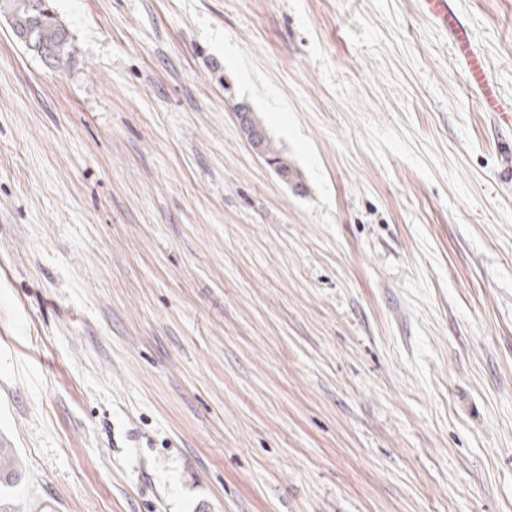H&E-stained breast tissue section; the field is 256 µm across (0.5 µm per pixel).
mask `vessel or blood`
<instances>
[{"mask_svg": "<svg viewBox=\"0 0 512 512\" xmlns=\"http://www.w3.org/2000/svg\"><path fill=\"white\" fill-rule=\"evenodd\" d=\"M426 14L451 35L455 52L463 64L470 88L477 93L479 107L503 116L512 126V102L505 101L491 77L481 52L477 49L469 26L463 24L451 5V0H422Z\"/></svg>", "mask_w": 512, "mask_h": 512, "instance_id": "b4317fda", "label": "vessel or blood"}]
</instances>
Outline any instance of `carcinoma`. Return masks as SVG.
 Wrapping results in <instances>:
<instances>
[{
    "label": "carcinoma",
    "instance_id": "obj_1",
    "mask_svg": "<svg viewBox=\"0 0 512 512\" xmlns=\"http://www.w3.org/2000/svg\"><path fill=\"white\" fill-rule=\"evenodd\" d=\"M33 0H7L8 11L21 27L31 32V42L41 46L50 54V65L59 67L70 56L69 33L64 24L58 19L50 6L35 11ZM264 152L276 163L277 170L286 175L294 176L288 161L273 148L269 141H264ZM21 462L8 448H0V499L9 495L11 488L19 479Z\"/></svg>",
    "mask_w": 512,
    "mask_h": 512
}]
</instances>
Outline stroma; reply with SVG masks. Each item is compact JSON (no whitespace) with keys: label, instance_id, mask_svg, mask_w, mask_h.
Listing matches in <instances>:
<instances>
[{"label":"stroma","instance_id":"1","mask_svg":"<svg viewBox=\"0 0 512 512\" xmlns=\"http://www.w3.org/2000/svg\"><path fill=\"white\" fill-rule=\"evenodd\" d=\"M51 6L59 68L0 16L25 512H512V130L421 0ZM454 7L512 100V0ZM238 114L240 116L243 132L246 136V139L251 144V146L260 155L265 157L266 161L269 164H271L272 166H273V162L271 160H273L276 163V168L280 173L293 178L294 171L290 166H288V161L285 160L281 156V154L273 148V146L267 139L266 135H265V141H264V133H263L262 129L260 127H258V125L256 126L253 121H251L249 113L244 112V110H242ZM263 144H264V151H263ZM267 157L271 160H269Z\"/></svg>","mask_w":512,"mask_h":512}]
</instances>
